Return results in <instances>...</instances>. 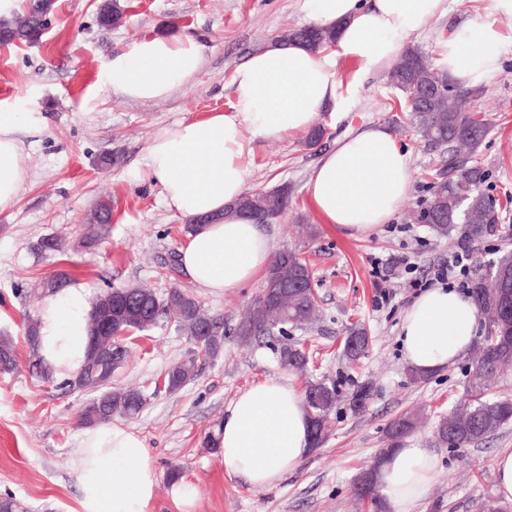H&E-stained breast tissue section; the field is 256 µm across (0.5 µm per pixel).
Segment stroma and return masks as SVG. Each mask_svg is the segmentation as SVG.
<instances>
[{
    "instance_id": "35a3bbf8",
    "label": "stroma",
    "mask_w": 512,
    "mask_h": 512,
    "mask_svg": "<svg viewBox=\"0 0 512 512\" xmlns=\"http://www.w3.org/2000/svg\"><path fill=\"white\" fill-rule=\"evenodd\" d=\"M98 3L55 0L51 27L40 43L0 45V107L26 113L32 127L23 138L29 178L15 204L0 212V336L12 341L16 354L14 369L0 371V495H12L28 512L78 508L71 461L79 450L81 411L94 393L42 382L31 370L24 338L39 309L32 288L63 272L93 297L138 284L162 296L176 285L191 291L224 325L218 358L201 365L196 378L174 392L160 381L190 352L188 336L163 320L126 339L131 357L113 374L112 386L136 387L148 397L142 412L122 424L144 439L158 473L152 512H180L170 495L169 473L175 467L196 487L190 512H370L354 497L352 482L387 447L390 422L416 409L423 420L408 441L430 449L439 468L415 512H483L485 502L496 496L492 461L512 451V425L464 448L440 443L434 434L437 419L467 398V361L412 380L400 331L403 314L418 295L411 280L431 279L437 266L464 247L471 252L470 277L476 280L489 261L512 250V17L496 21L504 38L502 72L469 101L493 123L478 160L487 172L482 190L500 212L496 230L479 241L457 232L441 236L412 221L429 197L441 154L410 127L385 71L365 76L357 59L338 58L341 105L318 114L316 123L325 131L318 147H308L303 132L281 138L248 135L247 192L288 189L287 208L263 230L275 249L304 252L316 279L319 319L288 332L289 341L309 354L306 372L296 375L278 364L279 338L248 345L236 334L262 280L209 294L182 272L177 257L186 221L167 209L145 162L161 128L230 111L234 70L286 31L308 24L303 0H121L124 23L109 30L97 21ZM486 6V0H453L450 12L431 19L414 45L438 57L442 40L484 20ZM158 34L194 36L204 47L199 75L159 101L125 100L106 90L100 82L102 63ZM377 125L409 150L411 188L390 223L352 234L328 222L306 184L313 164L337 139ZM103 201L112 207L110 231L85 241L89 218ZM306 224L312 233L303 232ZM51 236L62 241V251L38 252L37 243ZM375 258L382 259L388 276L382 286L371 274ZM383 289L391 293L389 302L379 300ZM356 324L367 329L372 343L352 361L342 348ZM280 376L301 391L334 380L341 397L329 415L325 443L275 485L253 487L225 472L203 438L217 429L242 391ZM365 384L372 387L371 397L363 409L352 410L349 397Z\"/></svg>"
}]
</instances>
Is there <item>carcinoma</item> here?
Instances as JSON below:
<instances>
[{"mask_svg": "<svg viewBox=\"0 0 512 512\" xmlns=\"http://www.w3.org/2000/svg\"><path fill=\"white\" fill-rule=\"evenodd\" d=\"M54 0H26L23 12L10 19L0 20V44L37 41L43 35V18L53 14ZM125 10L119 0H101L98 12L102 27H116L123 23ZM332 28L314 25L289 31L281 38L283 43H298L312 52L335 44ZM390 84L400 92V108L408 112V121L416 133L428 144L442 148L448 155L446 167L428 185L429 198L417 221L428 224L437 234L446 236L459 230L471 240H479L499 223L496 205L481 190L485 174L474 156L487 137L491 124L484 111L462 106V101L479 90H463L453 84L447 74L430 62L418 47L407 49L388 73ZM288 203V195L270 197L263 192L246 193L236 205L250 212L257 223L268 224V216L281 214ZM112 209L101 203L87 225V238L93 240L107 230ZM278 275L294 287L274 302L259 299L249 308L239 323V339L250 343L275 334L288 335V328H302L315 320L317 295L307 278L309 262L293 248L278 251L272 261ZM512 272V251L489 263L487 278L477 280L472 295L479 312L496 322L503 305L504 285L499 272ZM67 274L58 273L32 290L40 300L62 290ZM176 324L188 336L201 337L187 358L175 363L165 374V387L176 391L197 375L200 364L218 356L224 343L223 327L209 315L188 291L174 287L160 298L147 286L113 288L99 294L89 315V348L86 362L79 372L82 388H91L97 395L84 407L82 423L101 424L112 421L116 415L134 418L146 405L144 391L138 388L114 390L104 384L108 377L96 371L101 350H120L112 359V370L121 368L129 356V348L120 346L119 336L127 330H150L161 319ZM38 321L32 319L26 326V340L32 352V371L43 381H54L52 368L38 351ZM370 342L366 329L352 326L345 338L343 353L351 360L358 359ZM282 368L303 372L308 355L295 343H284L277 349ZM512 365V337L505 339L486 333L477 342L468 358V401L459 408L440 416L436 424L438 439L451 448H461L498 433L512 423V398L492 396L491 388L503 368ZM341 395L333 380L308 385L305 407L315 438L322 442L326 436L325 421L336 407ZM421 417L412 412L393 420L389 426L392 443L411 433Z\"/></svg>", "mask_w": 512, "mask_h": 512, "instance_id": "1", "label": "carcinoma"}]
</instances>
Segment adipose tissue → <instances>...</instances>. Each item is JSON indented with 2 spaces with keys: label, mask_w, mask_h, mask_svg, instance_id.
<instances>
[{
  "label": "adipose tissue",
  "mask_w": 512,
  "mask_h": 512,
  "mask_svg": "<svg viewBox=\"0 0 512 512\" xmlns=\"http://www.w3.org/2000/svg\"><path fill=\"white\" fill-rule=\"evenodd\" d=\"M314 25L337 31L336 54L278 43L252 54L232 76L229 112L187 119L159 130L146 156L149 178L161 188L168 209L199 218L179 249L181 265L198 287L211 293L238 288L266 274L274 248L235 201L246 184L249 153L245 130L266 138L312 128L318 113L338 104L337 56L359 59L364 73L395 64L448 0H305ZM512 16V0H487L478 25L448 36L438 67L465 87H479L501 70L503 40L495 25ZM202 45L192 36H146L102 66L101 81L131 101L170 97L202 70ZM21 112L0 109V212L10 208L29 173L21 136ZM411 187L410 157L393 134L373 126L338 139L314 165L307 188L330 223L366 233L388 223ZM92 309L85 288L72 286L43 300L38 311L39 353L64 379L82 368ZM475 301L454 288L421 293L401 325L404 359L430 374L451 366L472 345ZM226 472L267 487L297 470L312 450L311 423L302 394L270 378L241 392L216 432ZM78 512H152L158 475L149 450L134 431L115 424L84 427L72 462ZM438 468L426 448L393 449L378 469V489L393 512H414Z\"/></svg>",
  "instance_id": "ef3b65f1"
}]
</instances>
